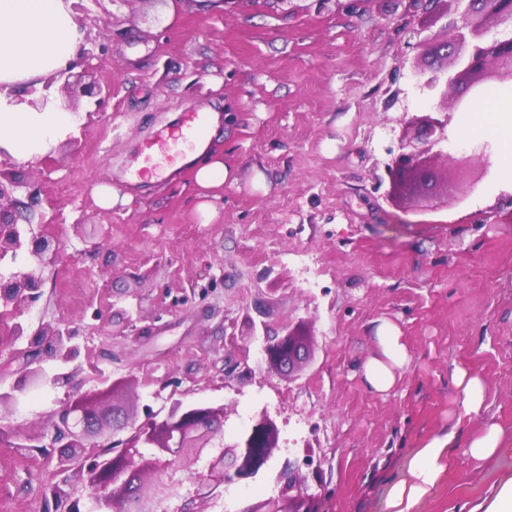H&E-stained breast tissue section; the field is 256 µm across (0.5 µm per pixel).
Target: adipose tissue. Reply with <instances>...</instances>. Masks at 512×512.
<instances>
[{
	"mask_svg": "<svg viewBox=\"0 0 512 512\" xmlns=\"http://www.w3.org/2000/svg\"><path fill=\"white\" fill-rule=\"evenodd\" d=\"M73 2L0 0V147L11 155L43 152L70 130L69 112L17 103L11 89L21 81L46 77L72 60L82 39ZM463 134L498 141L499 163L512 173V94L489 91L481 96ZM232 178L220 153L198 154L193 181L203 222L216 216L214 201ZM377 341L381 354L366 362L364 376L375 391L385 392L395 384L396 371L408 362L409 352L394 325L381 324ZM457 443V432L452 429L416 449L405 472L385 490L386 512H418L425 496L447 472Z\"/></svg>",
	"mask_w": 512,
	"mask_h": 512,
	"instance_id": "adipose-tissue-1",
	"label": "adipose tissue"
}]
</instances>
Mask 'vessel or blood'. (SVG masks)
<instances>
[{"label":"vessel or blood","mask_w":512,"mask_h":512,"mask_svg":"<svg viewBox=\"0 0 512 512\" xmlns=\"http://www.w3.org/2000/svg\"><path fill=\"white\" fill-rule=\"evenodd\" d=\"M209 120L210 115L206 112L195 109L183 112L180 122L172 126L168 135L142 145L139 152L141 161L134 171L136 178L156 175L160 166L171 167L182 161L183 153L176 150L178 142L198 140Z\"/></svg>","instance_id":"1"}]
</instances>
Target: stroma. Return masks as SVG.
Instances as JSON below:
<instances>
[{
  "instance_id": "1",
  "label": "stroma",
  "mask_w": 512,
  "mask_h": 512,
  "mask_svg": "<svg viewBox=\"0 0 512 512\" xmlns=\"http://www.w3.org/2000/svg\"><path fill=\"white\" fill-rule=\"evenodd\" d=\"M82 33L101 46L93 77L112 94L80 106L74 147L15 159L41 187L23 213L59 243L42 299L22 319L85 327L64 364L7 339L0 387L24 363L69 373L78 392L114 382L117 415L165 412L171 398L223 407L232 438L267 410L280 428L267 471L195 501L243 512L277 497V477H307L318 512H384L383 489L428 439L495 423L512 438V175H483L394 205L384 165L395 119L439 104L414 76L419 44L459 18L417 0H82ZM225 114L212 146L235 183L200 223L190 166L145 182L123 176L141 143L190 105ZM129 191L104 210L96 184ZM395 325L410 360L386 392L363 366ZM305 335L309 355L269 368L267 336ZM479 375L482 409L465 413L456 368ZM62 390L0 410L26 432L50 427ZM57 451L0 444V512H41ZM512 479V447L473 461L457 448L420 512H469Z\"/></svg>"
}]
</instances>
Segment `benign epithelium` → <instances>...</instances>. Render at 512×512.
I'll use <instances>...</instances> for the list:
<instances>
[{"mask_svg":"<svg viewBox=\"0 0 512 512\" xmlns=\"http://www.w3.org/2000/svg\"><path fill=\"white\" fill-rule=\"evenodd\" d=\"M464 5L460 24L449 30V37L439 45L421 44L422 56L440 60L437 67L420 66L415 77L420 85L441 99V110L420 115L403 113L398 119L400 133L398 151L388 150L391 159L385 169L391 186L390 195L406 189L414 192L428 185L434 177L437 161L451 160L454 167L443 170V184L456 179L473 157L486 158L487 146L462 150L457 157L448 152V126L458 103L448 104V89L457 84L478 88L486 84H512V0H454ZM98 46L91 40L79 45L76 58L44 79L28 83L27 103L44 107L56 92L60 106L70 112L79 111L83 97L94 99L95 110L105 103L101 90L90 79V61L97 57ZM457 70L448 74V66ZM77 67L83 68L78 74ZM37 187L21 178L7 151L0 148V262L15 260L21 252L34 263L27 271L0 273V315H18L43 296L42 268L53 262L57 247L54 238L33 233L18 223L20 210L36 203ZM26 200H21V197ZM15 339L28 337L30 347L50 358L70 362L80 355V328L60 321L40 323L30 331L16 322L10 329ZM303 337L289 332L267 337V365L276 369L300 358ZM68 387L71 376L48 377L40 367L24 364L8 391H0V408L17 409L31 392H40L48 385ZM113 390L94 395H69L60 401L52 422V442L60 444L57 470L63 478L46 487L44 512H83L86 499L102 501L110 512H156L153 504L179 496L180 482L171 471L168 455L189 458L199 456L207 448L216 449L207 473L200 476L191 495L193 499L209 498L226 483L248 484L265 470L277 448L276 421L262 411L252 418L250 426L231 441L220 430L224 407L186 405L179 399L170 402L163 416L149 415L136 423L127 418L115 420L113 406L107 404ZM112 435L129 431L127 437L105 445L97 442L104 430ZM152 448L145 457L140 449ZM280 498L255 502L242 512H316L310 507L315 496L308 493L305 479L290 472L281 473ZM83 483L88 496L77 492Z\"/></svg>","mask_w":512,"mask_h":512,"instance_id":"obj_1","label":"benign epithelium"}]
</instances>
